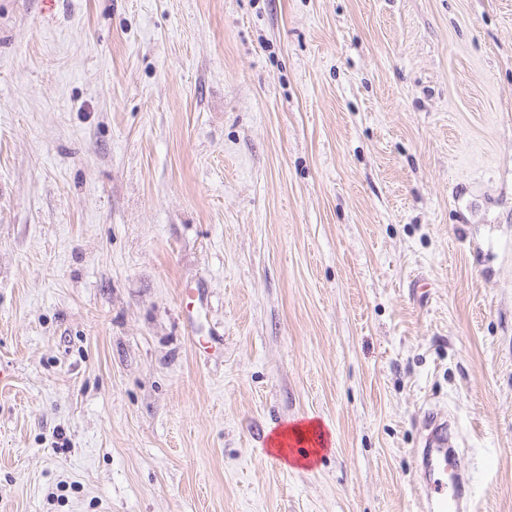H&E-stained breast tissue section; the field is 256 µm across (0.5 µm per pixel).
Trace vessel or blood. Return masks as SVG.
Returning a JSON list of instances; mask_svg holds the SVG:
<instances>
[{
  "label": "vessel or blood",
  "instance_id": "b4317fda",
  "mask_svg": "<svg viewBox=\"0 0 512 512\" xmlns=\"http://www.w3.org/2000/svg\"><path fill=\"white\" fill-rule=\"evenodd\" d=\"M266 458L274 464L284 459L316 461L317 456L309 443L287 441L283 449H269ZM425 482L420 487V496L427 512H467L474 507V497L463 477L464 464L448 446L443 427H436L431 445L421 451Z\"/></svg>",
  "mask_w": 512,
  "mask_h": 512
}]
</instances>
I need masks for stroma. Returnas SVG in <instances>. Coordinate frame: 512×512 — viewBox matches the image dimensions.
<instances>
[{"label": "stroma", "mask_w": 512, "mask_h": 512, "mask_svg": "<svg viewBox=\"0 0 512 512\" xmlns=\"http://www.w3.org/2000/svg\"><path fill=\"white\" fill-rule=\"evenodd\" d=\"M0 373V512H512V0H0ZM439 423L433 431L431 448H422L421 462L425 482L420 496L424 501L423 510L430 512H458L475 507L474 497L463 477L465 471L462 459L448 447L445 426ZM448 467L451 473L448 478ZM312 446V444L302 440L297 441V443L288 440L282 451H279L274 447L272 449H267L266 458L274 464L281 465L283 461L286 460L285 455H287L288 458L293 460L303 459L304 461H309V463L313 465L315 464L318 455L315 454V452H318V450L317 448H310Z\"/></svg>", "instance_id": "1"}]
</instances>
